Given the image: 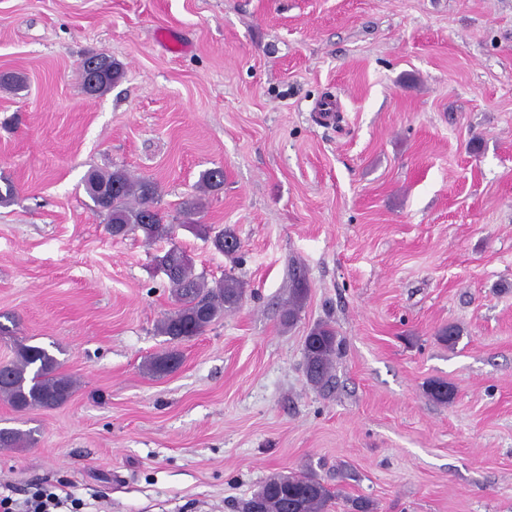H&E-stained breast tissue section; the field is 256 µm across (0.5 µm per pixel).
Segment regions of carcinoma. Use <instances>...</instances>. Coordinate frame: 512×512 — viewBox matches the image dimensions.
I'll return each instance as SVG.
<instances>
[{"label": "carcinoma", "mask_w": 512, "mask_h": 512, "mask_svg": "<svg viewBox=\"0 0 512 512\" xmlns=\"http://www.w3.org/2000/svg\"><path fill=\"white\" fill-rule=\"evenodd\" d=\"M102 73L93 86L82 79L83 91L96 96L104 93L123 76L120 63L100 53ZM200 181L214 189L224 183V171L211 168L204 171ZM85 191L94 206L110 207V227L114 235L140 231L147 240L170 238L176 225L159 206V192L155 183L134 179L123 169L110 172L92 171L85 180ZM240 242L234 231L223 229L215 234L213 244L220 252L232 255L228 242ZM158 265L166 271L177 308L158 325L161 335L171 341H181L202 334L217 318L240 308L244 290L231 275L209 285L202 274L192 270L184 251L176 246L156 257ZM309 291L307 278L302 271L293 274L292 296L283 323L291 326ZM336 329L329 323L315 325L304 341L305 372L308 381L322 386L329 381L333 361L339 350ZM178 360L171 352L155 358L150 370L165 373L172 370ZM59 362L40 346L20 345L15 359L0 366V397L23 411L30 408H53L67 400L74 388L71 378L58 373ZM32 440L31 435L17 429H0V447L18 448ZM333 495L318 476L300 471L276 474L266 479L244 505V512H290L293 504L300 512H329Z\"/></svg>", "instance_id": "carcinoma-1"}]
</instances>
